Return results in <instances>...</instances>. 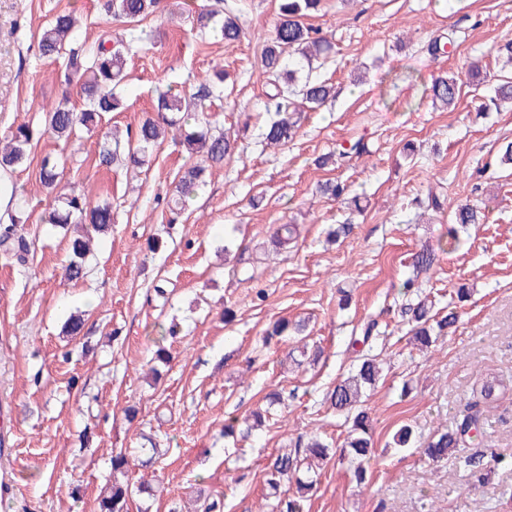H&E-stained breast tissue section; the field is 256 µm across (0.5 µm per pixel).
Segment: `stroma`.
I'll list each match as a JSON object with an SVG mask.
<instances>
[{"instance_id": "35a3bbf8", "label": "stroma", "mask_w": 512, "mask_h": 512, "mask_svg": "<svg viewBox=\"0 0 512 512\" xmlns=\"http://www.w3.org/2000/svg\"><path fill=\"white\" fill-rule=\"evenodd\" d=\"M105 0H0V136L22 123L42 126L43 107L69 95L64 59L40 57L42 29L74 12L80 39L97 44L103 30L130 33L126 77L115 92L125 108L103 114L70 143L35 140L27 163L0 182L26 207V266L0 254V403L12 413L14 454L5 461L18 489L0 512H97L112 477L111 457L156 440L167 453L134 465L132 483L148 481L154 497L131 499L129 512H201L220 499L224 512L264 508L265 466L298 434L342 449L349 430L327 394L356 354L351 339L364 322L380 324L371 354L382 378L367 406L373 419L367 479L331 458L304 512H512V107L479 104L499 80L512 78L497 47L512 39V0H322L307 22L333 44L311 75L335 95L318 109L300 108L292 143L265 146L261 129L267 85L261 52L278 19L279 0H224L245 36L234 47L196 30L193 20L213 0H161L157 14L133 26L107 16ZM454 32L450 55L432 57L433 37ZM478 75H470V65ZM224 71V98L211 106L213 133L237 140L223 167L205 174L177 223L156 201L172 190L188 160L172 139L139 169L98 164L97 143L151 115L159 92H195ZM459 73L454 111L434 107L423 86ZM364 140L365 155L339 160L338 148ZM62 156L65 191L112 204V228L87 258V278H64L68 239L43 221L49 203L39 180L43 155ZM346 185L338 199L319 183ZM444 199L427 208L428 195ZM470 200L485 221L447 247L451 209ZM296 237L275 247L276 225ZM161 241L159 250L149 240ZM440 261L426 291L440 314L458 321L430 347L413 345L394 309L408 265L423 247ZM163 284L166 296L153 287ZM467 301H458V288ZM83 315L80 336H63L70 314ZM308 319V345L298 337L267 339L280 319ZM169 355L160 379L148 362L163 328ZM493 381L500 395L470 449L489 448L504 462L474 482L453 461L433 462L397 450L395 432L411 426L419 441L454 426L473 389ZM262 430L233 441L230 421L260 406Z\"/></svg>"}]
</instances>
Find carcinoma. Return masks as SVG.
I'll return each instance as SVG.
<instances>
[{"mask_svg":"<svg viewBox=\"0 0 512 512\" xmlns=\"http://www.w3.org/2000/svg\"><path fill=\"white\" fill-rule=\"evenodd\" d=\"M320 0H280L278 22L261 55V67L268 80L269 121L261 137L270 146H283L293 141L298 132L296 99L314 108L332 96L333 86L299 73L303 64H310L318 55L328 51L331 45L320 32L306 26L303 18L316 9ZM218 8L198 14L197 25L200 31L209 33L231 46L240 40L242 28L236 17L224 13L223 0H216ZM160 0H106L105 11L113 17L129 22L143 19L155 12ZM77 37L75 19L70 14L61 13L45 28L38 41L42 56L52 58L60 55L65 45ZM453 33L429 42L427 52L431 56L446 53L454 47ZM123 40L112 41V36L102 39L90 52L80 46L70 49L68 60V81L80 84L85 97V106L78 110L64 95L45 113L42 133H50L59 140L69 141L80 127L91 128L96 118L105 112H115L121 108L120 100L112 93V88L123 80L126 65ZM298 54L300 67H286V55ZM216 81L205 82L193 94L186 96L162 93L156 99L157 116L145 118L135 129L127 130V140L120 143L109 135L99 142L98 158L102 165L110 167L116 163L128 162L142 166L153 152L161 138L172 134L191 155L200 161L190 164L182 173L172 190L169 199L170 210H182L187 199L197 195L205 186L203 175L207 168L220 165L231 154L232 146L224 134L215 135L211 129L209 103L222 98L224 89L221 74H215ZM461 85L455 75H444L434 79L425 89L432 102L447 109L456 107L460 99ZM512 103V81H504L495 86L482 103L483 110L500 108ZM33 130L21 124L5 136V144L0 146V171L6 173L28 160ZM65 164L58 159L46 156L39 165L41 184L49 189L50 203L47 223L64 230L71 228L79 235L70 238L69 255L65 276L70 281H79L87 274L86 259L90 251V232L104 234L112 228V205H93L84 198L64 192L60 182ZM23 206L16 192H11L7 202V222L0 224V250L14 257L16 263L24 266L28 262L29 247L26 243L19 214ZM485 214L479 207L469 203H459L454 211V226L448 234L455 244H460L456 227L481 224ZM437 260L429 248L420 250L405 280L404 312L410 313V329L414 341L423 347L433 342V333H443L454 326L457 315L448 313L436 319L434 303L422 297L423 282L420 277L429 271ZM382 375L380 363L374 358L363 357L361 362L347 377L336 384L329 394L330 407L351 423L346 441L351 461L355 462L353 477L362 484L366 479V469L362 465L371 448L372 419L365 407L363 397L373 389ZM498 384L487 382L473 392L466 404V414L454 427L436 432L421 446L422 453L432 461L448 459V455L467 447L478 433L486 409L498 400ZM329 449L315 435L297 437L293 448L278 454L270 462L266 473L268 492L266 498L271 512H301V497L309 494L316 485V470L328 459ZM464 464L471 477L482 482L487 476L488 462L483 454L464 456ZM296 485V495L288 496L282 489L283 482ZM148 483L137 487L129 483L112 482V487L99 500L100 512H128V503L134 494L152 495Z\"/></svg>","mask_w":512,"mask_h":512,"instance_id":"cac0c4a2","label":"carcinoma"}]
</instances>
